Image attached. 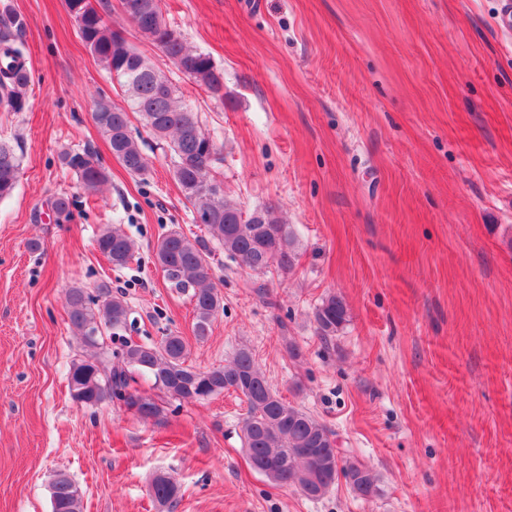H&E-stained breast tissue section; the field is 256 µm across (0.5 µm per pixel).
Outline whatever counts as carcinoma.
Listing matches in <instances>:
<instances>
[{
    "mask_svg": "<svg viewBox=\"0 0 512 512\" xmlns=\"http://www.w3.org/2000/svg\"><path fill=\"white\" fill-rule=\"evenodd\" d=\"M64 2L82 41L109 78L117 80L123 104L110 98L97 100L92 120L124 169L132 175H142L149 167L148 157L129 130V113L134 112L156 138L169 141L173 176L180 192L192 213L205 211L210 215L206 228L224 251L252 271L291 269L296 249L287 224L270 207L256 209L245 217L225 197L224 189L211 188L214 183H223L213 170V164L220 160L219 146L202 129L197 113L183 103L179 88L166 72L107 23L105 11L110 9V2ZM124 2L129 8L130 24L144 40L156 45L174 68L192 69L196 84L210 97L224 101L223 70L209 55L187 46L170 26L163 10L164 0ZM24 28V18L13 13L9 4L1 3L0 112H25L29 108L30 75L18 41ZM61 160L89 192L100 191L109 181L108 173L88 149L65 151ZM20 174V157L11 142L0 137V200L13 196ZM95 243L114 266L125 265L136 251L135 242L119 224L100 228ZM155 258L168 286L190 295L194 336L206 339L223 308L206 246L171 229L159 237ZM99 297L101 302L93 303L80 287L69 289L65 295L70 325L83 346L93 351V355L70 368L69 387L77 402L94 406L114 396L122 400L134 397L140 401L135 415L148 421L161 416L163 407L152 394L127 393L130 381L137 376L152 379L160 392L179 401L201 403L233 390L246 402L240 430L249 462L273 483L293 484L306 497L319 499L335 487L339 471L355 466L353 462H337L329 453L336 444L335 433L276 393L245 347L238 349L224 366L200 371L186 364L184 338L170 333L157 344L125 343L120 363L112 366L109 373H102L98 351L104 342L88 335H119L127 326L129 309L106 285L100 286ZM315 320L321 336L336 335L348 322L344 299L336 294L326 297L316 309ZM151 486L150 496L159 506L175 507L179 488L171 477L158 475ZM354 486L358 497L368 500L378 492V478L364 466ZM50 493L52 512H82L81 492L69 476L52 482Z\"/></svg>",
    "mask_w": 512,
    "mask_h": 512,
    "instance_id": "carcinoma-1",
    "label": "carcinoma"
}]
</instances>
